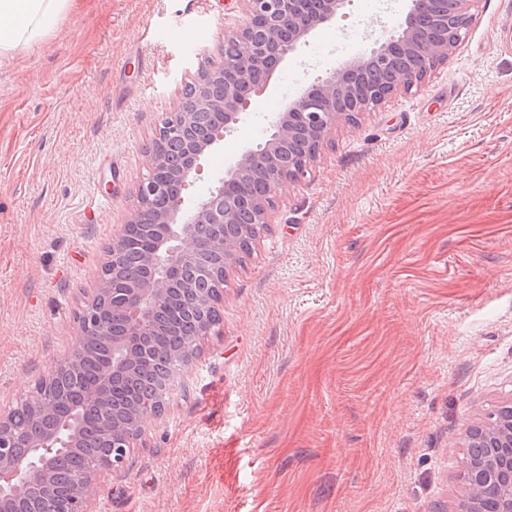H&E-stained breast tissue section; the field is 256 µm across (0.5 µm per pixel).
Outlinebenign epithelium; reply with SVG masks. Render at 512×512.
<instances>
[{
	"label": "benign epithelium",
	"instance_id": "benign-epithelium-1",
	"mask_svg": "<svg viewBox=\"0 0 512 512\" xmlns=\"http://www.w3.org/2000/svg\"><path fill=\"white\" fill-rule=\"evenodd\" d=\"M243 23L224 33V44H233L240 52V63L232 65L225 56L210 60V69L198 81L199 94L189 105L178 98L169 116L160 124L155 137L178 136L195 125L199 112H220L223 120L206 136L184 141L177 164L160 151H149V172L137 185L138 208L128 221L112 235V247L119 249L130 241L141 223V214H151V223L158 226L144 258L150 273L146 280L115 288L99 281L94 293L103 295L126 316L121 335L112 338V363L106 369L103 381L89 387L82 396L86 408L105 406L110 401L109 382L142 354V337L150 332L155 313L166 301V289L175 272L204 249L217 248L224 252L225 269L236 264L235 249L224 241H205L197 235L201 224H235L238 217L234 206L224 204V193L245 173L257 177L280 168V147L291 140L298 127L316 138L324 146L336 124L345 114L339 111L349 93L350 78L372 65L384 64L393 47L405 54H419L431 71L445 62L458 41L463 38L471 15L467 10L470 0H457L458 22L453 38L432 37L413 23L417 0L394 26L390 36L375 41L366 53L329 72L317 83L303 88L281 112L265 115L267 138L254 146L242 148L215 178V185L207 193H190L201 174V160L223 146L224 139L235 136L249 113L246 91L265 88L276 69L297 53L308 36L325 24L343 15L347 0H319V7L308 19L302 18V0H239ZM420 80L412 72L400 74L391 92L383 95L376 105L386 102L393 93L409 91ZM319 156L314 153L296 165L282 171L269 182L265 197L256 199L253 206L260 209L261 223L272 221V210L285 184L304 179L311 164ZM80 339L77 348L57 367H73L82 358L86 343L93 336L106 332L103 317L94 307L82 309L78 317ZM508 419L501 429L490 432L484 426L476 427L469 435V446L481 443L499 452L488 454L468 463V473L476 485L493 477L501 486L497 496L496 512H512V401L506 404ZM159 416L151 410H141L137 425L130 432L103 424L112 439V452L95 468L94 473L115 471L126 460V449L133 448L143 437L150 420ZM71 422L49 433L29 439L10 422L9 412L0 410V512H19L30 487L38 486L44 495H50L48 483L53 458L74 447L84 425L80 412L69 416ZM95 482L93 477L81 478L73 488L68 512H93Z\"/></svg>",
	"mask_w": 512,
	"mask_h": 512
}]
</instances>
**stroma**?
Segmentation results:
<instances>
[{"label":"stroma","instance_id":"1","mask_svg":"<svg viewBox=\"0 0 512 512\" xmlns=\"http://www.w3.org/2000/svg\"><path fill=\"white\" fill-rule=\"evenodd\" d=\"M408 6L349 0L194 193ZM471 14L421 88L340 122L284 188L187 391L98 478L95 512H456L467 430L512 398V0ZM241 20L236 0H75L0 60V408L74 350L158 122Z\"/></svg>","mask_w":512,"mask_h":512}]
</instances>
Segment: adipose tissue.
Segmentation results:
<instances>
[{
    "instance_id": "ef3b65f1",
    "label": "adipose tissue",
    "mask_w": 512,
    "mask_h": 512,
    "mask_svg": "<svg viewBox=\"0 0 512 512\" xmlns=\"http://www.w3.org/2000/svg\"><path fill=\"white\" fill-rule=\"evenodd\" d=\"M74 0H0V59L43 41Z\"/></svg>"
}]
</instances>
